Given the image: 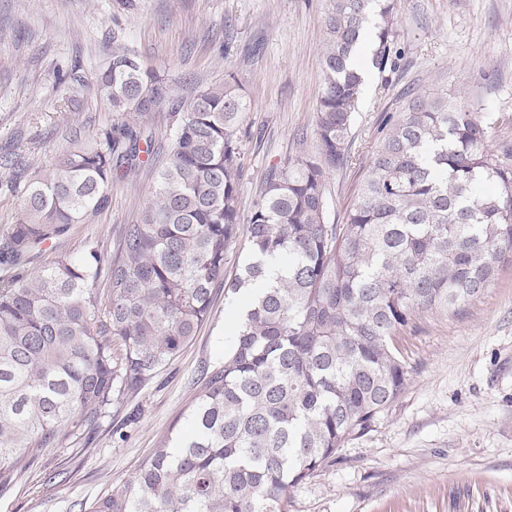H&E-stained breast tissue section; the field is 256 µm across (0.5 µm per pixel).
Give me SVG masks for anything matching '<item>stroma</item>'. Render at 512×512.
Listing matches in <instances>:
<instances>
[{
	"mask_svg": "<svg viewBox=\"0 0 512 512\" xmlns=\"http://www.w3.org/2000/svg\"><path fill=\"white\" fill-rule=\"evenodd\" d=\"M328 0H0V155L26 172L116 116L95 78L112 32L141 62L180 80L176 92L239 73L244 118L240 216L267 170L313 152ZM396 71L366 69L354 114L351 164L328 177V221L342 223L367 173L384 113L413 89L512 116V0H400ZM77 70L84 84L58 83ZM154 176L142 166L114 183L107 206L46 246L38 266L85 239L111 253L144 208ZM235 305L223 290L196 338L137 394L115 399L92 435L50 450L10 489L0 512H81L127 481L172 430L183 429L207 371L224 363ZM413 369L374 430L291 488L289 512H512V262L458 314L424 312L396 337Z\"/></svg>",
	"mask_w": 512,
	"mask_h": 512,
	"instance_id": "obj_1",
	"label": "stroma"
}]
</instances>
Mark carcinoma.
Here are the masks:
<instances>
[{"label":"carcinoma","mask_w":512,"mask_h":512,"mask_svg":"<svg viewBox=\"0 0 512 512\" xmlns=\"http://www.w3.org/2000/svg\"><path fill=\"white\" fill-rule=\"evenodd\" d=\"M397 13L398 0H329L315 154L272 167L243 225L238 73L182 105L164 71L113 49L96 84L122 120L10 181L22 213L0 233V490L176 359L221 287L247 306L224 366L198 389L185 429L89 512H288L290 488L373 430L413 372L397 333L423 311L458 312L512 262V146L490 145L509 117L446 97L415 93L381 117L358 199L328 223L326 180L350 161L363 84L354 61L370 27L371 67L397 70ZM166 101L168 157L112 255L89 242L32 271L42 246L91 222L112 182L142 166L146 120Z\"/></svg>","instance_id":"carcinoma-1"}]
</instances>
